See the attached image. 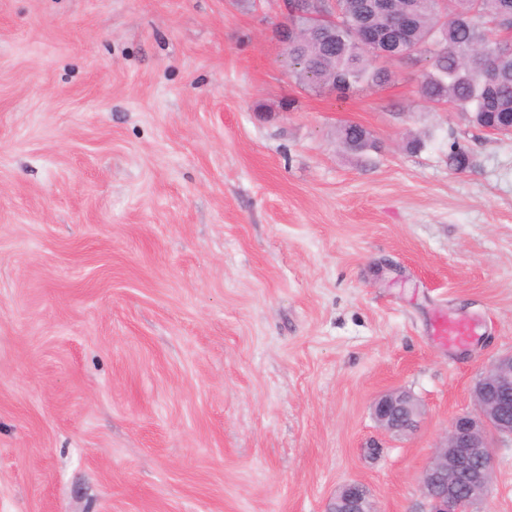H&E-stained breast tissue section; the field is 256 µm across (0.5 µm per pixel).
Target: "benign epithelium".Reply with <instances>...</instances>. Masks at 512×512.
<instances>
[{
  "instance_id": "7a95c632",
  "label": "benign epithelium",
  "mask_w": 512,
  "mask_h": 512,
  "mask_svg": "<svg viewBox=\"0 0 512 512\" xmlns=\"http://www.w3.org/2000/svg\"><path fill=\"white\" fill-rule=\"evenodd\" d=\"M378 7L396 22L397 37L407 35L410 20L396 11L392 0ZM282 20L274 29L283 45L296 33L291 24L298 13V0H280ZM362 44L374 51L388 66L399 58L395 49L383 51L372 34H361ZM477 407L474 416H458L449 424L443 442L418 478L423 497L431 512H472V507L487 497L495 467L492 437L512 436L505 420L512 413V355L498 358L475 382L471 390ZM372 415L386 433L400 436L410 433L407 425L418 426L422 417L420 402L409 392L392 390L381 395L372 406ZM325 512H376L365 486L349 482L339 486L326 504Z\"/></svg>"
}]
</instances>
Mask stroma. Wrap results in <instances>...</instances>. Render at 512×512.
I'll list each match as a JSON object with an SVG mask.
<instances>
[{"mask_svg":"<svg viewBox=\"0 0 512 512\" xmlns=\"http://www.w3.org/2000/svg\"><path fill=\"white\" fill-rule=\"evenodd\" d=\"M277 21L0 0V512H324L349 481L428 512L420 473L512 352V136L428 104L422 63L304 89ZM396 388L423 415L388 437ZM496 456L479 512H512ZM340 139L343 145L355 154H363L376 148L369 131L358 124L350 123L343 126L340 130ZM439 334L447 337L448 342L458 344L466 341L474 334L473 325L466 320L448 317L441 319ZM372 415L387 434L400 436L411 433L422 417L420 402L409 392L392 390L381 395L372 406ZM412 422V429L406 426Z\"/></svg>","mask_w":512,"mask_h":512,"instance_id":"1","label":"stroma"}]
</instances>
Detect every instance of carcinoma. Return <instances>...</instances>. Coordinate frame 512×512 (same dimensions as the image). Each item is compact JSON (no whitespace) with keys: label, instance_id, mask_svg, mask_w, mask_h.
Masks as SVG:
<instances>
[{"label":"carcinoma","instance_id":"obj_1","mask_svg":"<svg viewBox=\"0 0 512 512\" xmlns=\"http://www.w3.org/2000/svg\"><path fill=\"white\" fill-rule=\"evenodd\" d=\"M373 0H336V38L325 41L317 28L325 26L306 17L293 23L306 35L288 45V66L304 88L323 92L336 86L343 95L364 86L388 83L392 73L376 65L372 52L362 48L357 27L389 32L387 16L377 12ZM411 17L410 42L423 47L404 62L423 61L420 94L434 105H446L477 128L512 132V37L501 34L497 20L512 14V0H403ZM343 145L355 154L376 147L369 131L358 124L340 130ZM448 165L469 167L468 151L454 142Z\"/></svg>","mask_w":512,"mask_h":512}]
</instances>
